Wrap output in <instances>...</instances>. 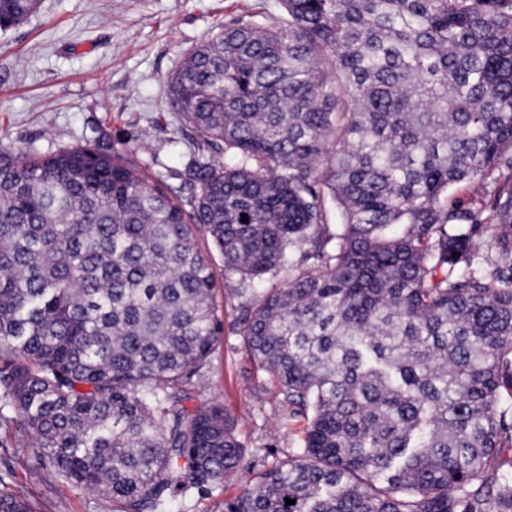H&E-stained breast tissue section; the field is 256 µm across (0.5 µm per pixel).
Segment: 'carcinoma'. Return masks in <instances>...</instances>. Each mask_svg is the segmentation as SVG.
Segmentation results:
<instances>
[{"label":"carcinoma","mask_w":512,"mask_h":512,"mask_svg":"<svg viewBox=\"0 0 512 512\" xmlns=\"http://www.w3.org/2000/svg\"><path fill=\"white\" fill-rule=\"evenodd\" d=\"M281 3L166 81L178 186L106 133L0 147V427L119 512L224 490L236 421L182 390L224 332L219 258L307 419L223 512H512V0ZM38 4L0 0V29ZM0 512L31 508L0 490Z\"/></svg>","instance_id":"1"}]
</instances>
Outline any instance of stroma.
<instances>
[{"instance_id": "stroma-1", "label": "stroma", "mask_w": 512, "mask_h": 512, "mask_svg": "<svg viewBox=\"0 0 512 512\" xmlns=\"http://www.w3.org/2000/svg\"><path fill=\"white\" fill-rule=\"evenodd\" d=\"M255 3L268 17L281 13L280 0H40L27 20L0 30V145L48 153L83 143L98 127L116 147L136 151L149 175L170 180L189 145L177 121L155 125L167 109L165 82L212 28ZM216 300L224 334L209 370L186 385V405L223 403L250 466L226 491L197 499L193 512H221L225 495L304 446L305 419L283 409L237 333L245 299L221 284ZM0 485L33 512H114L111 497L49 471L43 449L26 437L0 446Z\"/></svg>"}]
</instances>
